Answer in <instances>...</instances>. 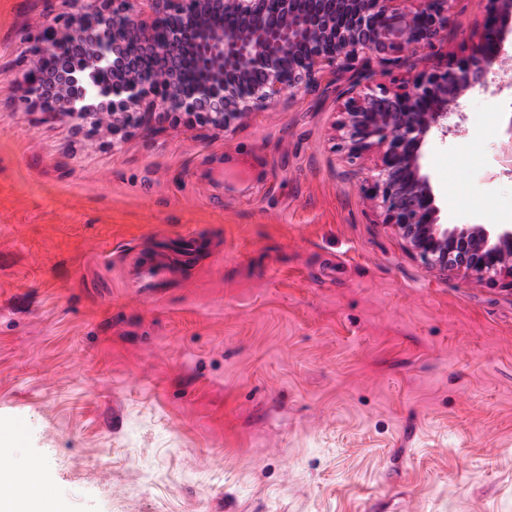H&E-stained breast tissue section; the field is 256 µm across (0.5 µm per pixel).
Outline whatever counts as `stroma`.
Returning a JSON list of instances; mask_svg holds the SVG:
<instances>
[{"label": "stroma", "instance_id": "35a3bbf8", "mask_svg": "<svg viewBox=\"0 0 512 512\" xmlns=\"http://www.w3.org/2000/svg\"><path fill=\"white\" fill-rule=\"evenodd\" d=\"M0 0V470L61 512H512V290L429 271L335 148L338 83L229 131L120 146L24 97L36 28ZM429 56L468 55L482 0ZM422 159L446 224H511L512 88ZM205 244L184 260L179 241ZM158 257L146 299L129 270Z\"/></svg>", "mask_w": 512, "mask_h": 512}]
</instances>
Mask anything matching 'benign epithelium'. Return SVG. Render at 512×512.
I'll use <instances>...</instances> for the list:
<instances>
[{"label":"benign epithelium","mask_w":512,"mask_h":512,"mask_svg":"<svg viewBox=\"0 0 512 512\" xmlns=\"http://www.w3.org/2000/svg\"><path fill=\"white\" fill-rule=\"evenodd\" d=\"M39 29L25 74L26 100L42 119H75L112 136L153 119L229 130L247 115L349 73L337 100V148L349 160L376 152L369 198L405 249L430 270L512 289L511 224H443L421 160L427 138L459 131V99L488 87L489 65L508 54L504 25L512 0H485L470 53L431 62L392 87L358 68L384 70L448 37L455 0H92ZM85 40L82 62L66 65ZM496 53L488 55V42ZM138 54L168 57L146 71ZM103 69L112 82L97 81Z\"/></svg>","instance_id":"obj_1"}]
</instances>
